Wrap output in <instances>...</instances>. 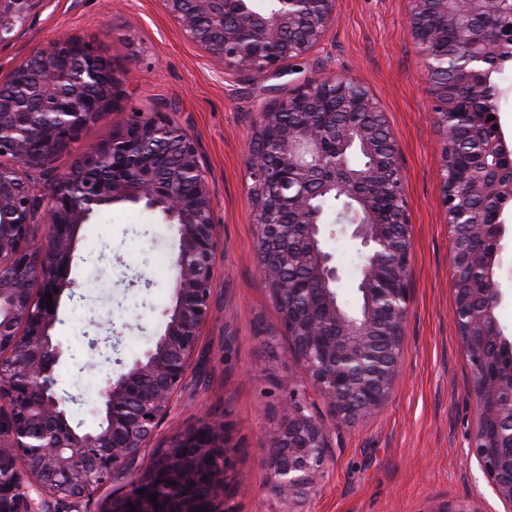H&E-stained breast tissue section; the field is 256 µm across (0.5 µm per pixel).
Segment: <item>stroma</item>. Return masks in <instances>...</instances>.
<instances>
[{
	"mask_svg": "<svg viewBox=\"0 0 512 512\" xmlns=\"http://www.w3.org/2000/svg\"><path fill=\"white\" fill-rule=\"evenodd\" d=\"M409 0H336L335 21L307 56L288 60L278 76L242 77L210 61L166 13L162 0H47L17 41L0 46V76L24 56L76 36L98 44L124 82L111 112L88 126L80 142L55 157L72 168L83 151L121 128L130 113L170 109L199 148L222 242L214 263L211 315L200 349L168 415L125 477L86 501L81 512H107L174 435L203 418L223 420L235 453L233 512H284L267 492L263 461L270 428L295 364L256 259L247 144L260 104L287 96L308 79L333 74L363 84L382 110L398 149L412 231L410 301L398 376L382 412L366 423L333 429V460L302 512H427L435 502L465 501L474 512H512L471 452L478 409L455 322L449 261L451 232L439 170L443 141L430 105V84L406 25ZM113 25L114 36L103 32ZM175 225L143 205L103 207L81 225L72 276L75 297H62L52 336L63 355L60 393L76 396L73 419L98 429L99 390L126 371L163 332L174 304L170 260ZM339 269L338 299L360 302L363 249L345 234L326 236ZM496 309L512 340V209L501 241ZM117 347L111 361L104 336Z\"/></svg>",
	"mask_w": 512,
	"mask_h": 512,
	"instance_id": "1",
	"label": "stroma"
}]
</instances>
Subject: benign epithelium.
<instances>
[{
	"label": "benign epithelium",
	"instance_id": "7a95c632",
	"mask_svg": "<svg viewBox=\"0 0 512 512\" xmlns=\"http://www.w3.org/2000/svg\"><path fill=\"white\" fill-rule=\"evenodd\" d=\"M45 0H0V45L18 37L36 18ZM248 0H163L166 13L183 34L224 69L243 76L278 75L282 64L300 58L322 41L336 0H276L275 8L251 11ZM501 0H410L407 33L417 46L428 77L453 68L460 83L471 87L461 100L448 86L431 84L435 122L442 135L444 159L452 158L461 119L479 125L473 99L482 89L483 67L493 47L470 35L473 17L492 14ZM445 20L430 28L426 16ZM458 39L446 57L436 46ZM112 66L99 47L77 38L61 39L27 55L0 78V360L10 359L22 375L0 382V512H36L31 492L45 495L68 512H80L91 492L112 481L147 446L185 382L203 326L211 311V280L221 240L213 219V201L195 141L167 112L129 115L125 126L91 148L67 173H52L40 186L29 171L77 142L116 100ZM347 111L376 114L377 105L361 84L341 77L311 79L290 95L261 105L248 145L250 197L260 230L261 251L288 223L301 224L313 244L309 283L299 288L282 273L290 258L261 265L281 327L294 339V354L305 377L288 373V394L281 400L270 433L269 492L282 502L309 497L332 457L330 428L308 411L303 387L312 386L335 422L361 424L378 415L398 374L409 288L411 253L406 209L392 138L359 121L338 123L328 134L319 116L332 117L329 101ZM152 142L175 147L176 168L193 184L188 196L174 192L157 177L167 154L149 152ZM357 146L372 157L364 171L326 162L329 148ZM496 172L490 181L474 174L472 163L443 164V204L448 224H467L477 236L486 225L471 218L463 200L500 196L512 201V148L502 131L483 144ZM322 189L349 196L356 207L338 219L353 227L364 263L360 293L367 305L352 314L338 305L339 279L332 254L319 247L325 226L310 205L311 179ZM389 199L387 219L378 206ZM144 203L178 229L173 264L175 303L166 312L163 333L143 357L117 379L107 378L99 392L102 424L92 432L74 430L68 399L58 395L55 366L61 351L51 331L58 321L61 296H74L73 252L81 225L102 207ZM42 221L47 238L37 244L31 226ZM52 294L53 310L46 307ZM456 305L459 337L469 357L471 391L479 410L472 452L497 495L512 502V446L498 433V396L512 391L476 343L485 315ZM42 393L31 399L32 389ZM182 448L216 449L224 465L210 478L212 512L229 499L226 474L233 467L224 425L202 421L176 439Z\"/></svg>",
	"mask_w": 512,
	"mask_h": 512
}]
</instances>
